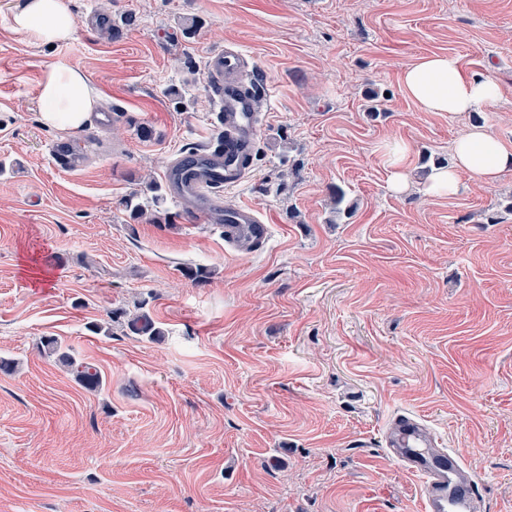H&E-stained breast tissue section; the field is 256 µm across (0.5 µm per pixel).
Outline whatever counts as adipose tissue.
I'll list each match as a JSON object with an SVG mask.
<instances>
[{
	"label": "adipose tissue",
	"mask_w": 512,
	"mask_h": 512,
	"mask_svg": "<svg viewBox=\"0 0 512 512\" xmlns=\"http://www.w3.org/2000/svg\"><path fill=\"white\" fill-rule=\"evenodd\" d=\"M15 33L44 44L69 41L76 28L64 0H21L11 19ZM405 94L423 112L458 116L495 103L499 85L489 77L468 75L456 55L433 53L416 59L401 72ZM40 118L49 128L76 130L84 126L98 102L84 72L76 66L50 65L40 83ZM451 166L434 169L429 192L453 196L463 179L490 185L512 170V143L490 135L484 127L467 126L453 144Z\"/></svg>",
	"instance_id": "ef3b65f1"
}]
</instances>
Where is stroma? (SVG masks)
Masks as SVG:
<instances>
[{
	"instance_id": "stroma-1",
	"label": "stroma",
	"mask_w": 512,
	"mask_h": 512,
	"mask_svg": "<svg viewBox=\"0 0 512 512\" xmlns=\"http://www.w3.org/2000/svg\"><path fill=\"white\" fill-rule=\"evenodd\" d=\"M16 2L0 0V356L18 362L0 372V512H422L383 454L400 413L475 472L485 512H512V171L425 192L466 125L512 141V0H65L75 33L52 47L12 31ZM229 42L264 96L252 173L223 193L270 227L249 255L151 203L217 137L206 61ZM431 53L494 76L496 103L419 111L399 74ZM55 63L81 68L107 128L41 124ZM402 144L395 194L382 155ZM46 348L49 356H55L60 363L72 368L76 372L79 381L89 389L97 390L100 388L102 381L93 367L85 363H77L73 356L68 351L63 350L55 340L47 342Z\"/></svg>"
}]
</instances>
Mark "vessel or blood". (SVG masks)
<instances>
[{"mask_svg":"<svg viewBox=\"0 0 512 512\" xmlns=\"http://www.w3.org/2000/svg\"><path fill=\"white\" fill-rule=\"evenodd\" d=\"M253 70L232 42L208 57L223 145L182 152L164 174L170 193L186 211L223 225L225 240L246 250L266 240L269 226L251 206L221 202L219 195L250 173L258 133L256 97L248 80ZM384 441L387 459L420 478L423 512H480L472 470L457 453L440 448L437 435L423 420L411 414L396 416Z\"/></svg>","mask_w":512,"mask_h":512,"instance_id":"1","label":"vessel or blood"}]
</instances>
